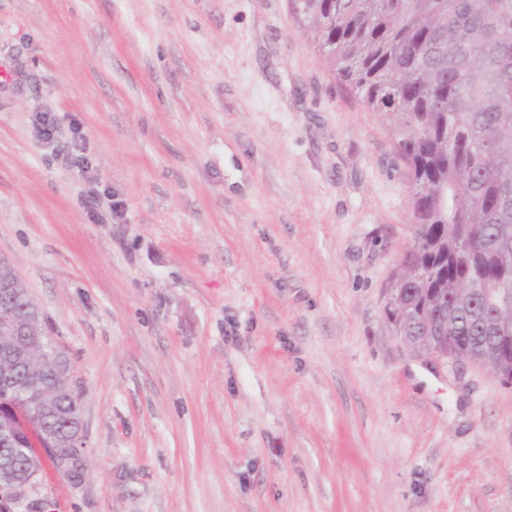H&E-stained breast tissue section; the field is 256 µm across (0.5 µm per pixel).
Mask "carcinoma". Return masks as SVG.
<instances>
[{
  "instance_id": "cac0c4a2",
  "label": "carcinoma",
  "mask_w": 512,
  "mask_h": 512,
  "mask_svg": "<svg viewBox=\"0 0 512 512\" xmlns=\"http://www.w3.org/2000/svg\"><path fill=\"white\" fill-rule=\"evenodd\" d=\"M292 9L334 75L368 110L391 115L421 187L391 318L452 297L444 348L512 383V0H292ZM17 312L42 327L33 300ZM29 364L14 367L0 335V459L40 470L55 460L19 422L45 447L67 448L81 402L57 377L47 336Z\"/></svg>"
}]
</instances>
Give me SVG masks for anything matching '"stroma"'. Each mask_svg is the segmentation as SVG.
Instances as JSON below:
<instances>
[{
	"label": "stroma",
	"mask_w": 512,
	"mask_h": 512,
	"mask_svg": "<svg viewBox=\"0 0 512 512\" xmlns=\"http://www.w3.org/2000/svg\"><path fill=\"white\" fill-rule=\"evenodd\" d=\"M409 185L289 0H0V258L87 448L34 512H512V384L388 314ZM404 324L399 326V336L402 337L403 341L416 349L419 352H424L429 356L435 358L436 360H448L451 359L453 362L458 361H468L461 354H456L454 356H448V353L441 347L440 343L442 340V336H436L437 330V322L433 321L431 323H427L424 328L423 336H406Z\"/></svg>",
	"instance_id": "obj_1"
}]
</instances>
